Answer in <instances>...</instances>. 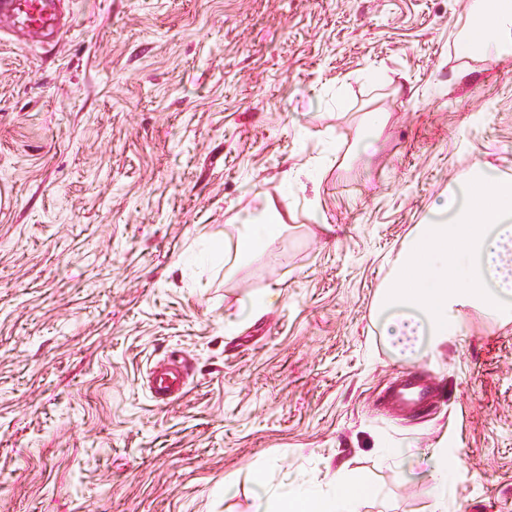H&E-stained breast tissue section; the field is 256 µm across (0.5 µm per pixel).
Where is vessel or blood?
<instances>
[{
  "mask_svg": "<svg viewBox=\"0 0 512 512\" xmlns=\"http://www.w3.org/2000/svg\"><path fill=\"white\" fill-rule=\"evenodd\" d=\"M68 0H0V23L6 22L31 43L58 46L70 27ZM187 374L182 364L169 362L161 370H150L148 386L155 400L164 402L181 395ZM433 398L430 379L422 373L397 376L385 391V409L411 414Z\"/></svg>",
  "mask_w": 512,
  "mask_h": 512,
  "instance_id": "1",
  "label": "vessel or blood"
}]
</instances>
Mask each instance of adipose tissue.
<instances>
[{
    "label": "adipose tissue",
    "mask_w": 512,
    "mask_h": 512,
    "mask_svg": "<svg viewBox=\"0 0 512 512\" xmlns=\"http://www.w3.org/2000/svg\"><path fill=\"white\" fill-rule=\"evenodd\" d=\"M464 58L494 60L512 52V0H476L465 35L455 44ZM464 208L447 197L442 211L460 209L450 224L417 225L403 242L377 307L384 313L382 334L397 354L417 358L422 341L440 345L462 324V308L485 318L506 319L502 299L512 295V175L476 167L462 188ZM288 217L275 200L262 214L245 219L225 255L255 257L279 238ZM365 489L351 482L347 492L328 497L314 491L260 499L255 512H359Z\"/></svg>",
    "instance_id": "ef3b65f1"
}]
</instances>
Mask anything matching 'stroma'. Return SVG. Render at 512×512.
<instances>
[{
	"mask_svg": "<svg viewBox=\"0 0 512 512\" xmlns=\"http://www.w3.org/2000/svg\"><path fill=\"white\" fill-rule=\"evenodd\" d=\"M470 8L70 0L59 48L0 39V512H254L340 470L360 512H430L440 452L448 512H512V320L464 310L411 362L374 314L448 191L512 175V57L457 56ZM269 197L287 230L212 262ZM175 357L188 385L157 404ZM409 371L436 400L390 416ZM187 373L185 367L173 360L162 370L150 368L148 386L156 401L165 402L181 395L186 388Z\"/></svg>",
	"mask_w": 512,
	"mask_h": 512,
	"instance_id": "stroma-1",
	"label": "stroma"
}]
</instances>
